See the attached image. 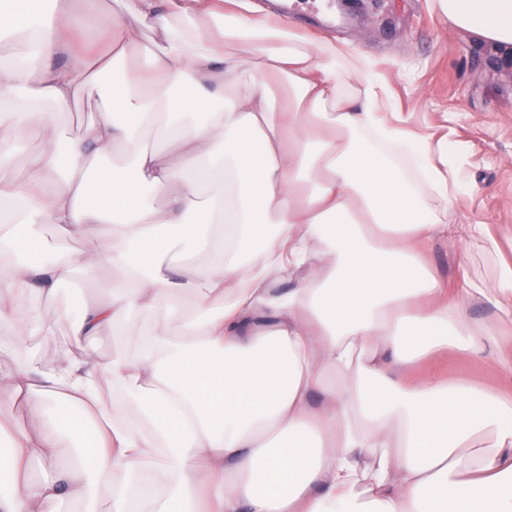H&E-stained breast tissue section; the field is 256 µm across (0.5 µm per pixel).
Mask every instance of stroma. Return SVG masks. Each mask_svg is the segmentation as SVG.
I'll list each match as a JSON object with an SVG mask.
<instances>
[{
	"instance_id": "1",
	"label": "stroma",
	"mask_w": 512,
	"mask_h": 512,
	"mask_svg": "<svg viewBox=\"0 0 512 512\" xmlns=\"http://www.w3.org/2000/svg\"><path fill=\"white\" fill-rule=\"evenodd\" d=\"M375 2V8H364L336 28L323 27L307 13L296 21L312 37L365 55L385 87L390 111L408 117L409 127L431 143L447 141L448 165L457 182L448 221L488 225L498 251L489 253L482 241L463 248L440 240L428 259L442 280L490 279L498 263L512 264V56L492 52L471 32L453 27L435 0ZM116 277L112 268L101 267L54 297L37 299L32 323L20 330L2 322L0 336H19L16 354L21 359L53 358L68 339V318L78 315L83 302L109 296ZM92 349L105 366L101 397L112 400L118 394L112 361L136 360L139 347L106 328ZM410 369L416 376L431 369L450 377L464 374L477 384L512 390V378L453 349L419 358Z\"/></svg>"
}]
</instances>
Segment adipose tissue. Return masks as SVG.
Listing matches in <instances>:
<instances>
[{
  "instance_id": "obj_1",
  "label": "adipose tissue",
  "mask_w": 512,
  "mask_h": 512,
  "mask_svg": "<svg viewBox=\"0 0 512 512\" xmlns=\"http://www.w3.org/2000/svg\"><path fill=\"white\" fill-rule=\"evenodd\" d=\"M27 2L0 0V320L25 325L32 298L98 267L120 278L70 321L59 358L19 362L0 341V386L40 409L23 433L0 420V512H95L100 486L113 512H512V392L402 373L449 346L512 376V265L489 282L433 276L434 239L486 241L488 228L449 223L447 150L431 157L388 119L367 60L277 13L243 17L241 0H131L133 27L77 24L76 0L32 17ZM438 2L512 47V0ZM140 24L162 50L113 81ZM342 65L356 92L337 86ZM94 89L84 133L53 130V109ZM24 127L53 135L18 181L8 134ZM152 128L164 149L144 145ZM475 302L503 335L465 325ZM135 315L154 328L140 334ZM107 327L140 344L135 362H113L109 403L88 348Z\"/></svg>"
}]
</instances>
